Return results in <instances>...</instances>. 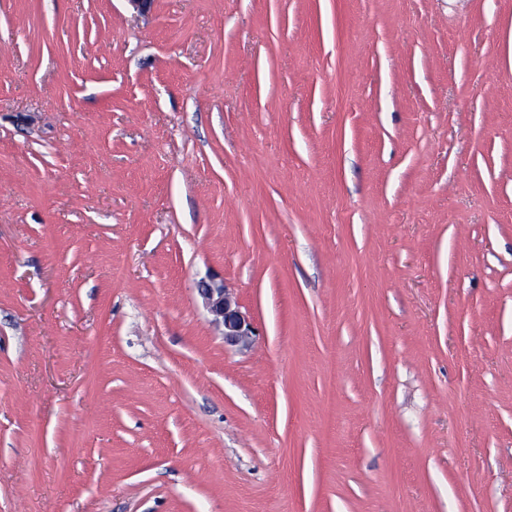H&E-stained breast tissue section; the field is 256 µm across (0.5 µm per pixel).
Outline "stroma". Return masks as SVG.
I'll use <instances>...</instances> for the list:
<instances>
[{"label":"stroma","instance_id":"stroma-1","mask_svg":"<svg viewBox=\"0 0 512 512\" xmlns=\"http://www.w3.org/2000/svg\"><path fill=\"white\" fill-rule=\"evenodd\" d=\"M0 512H512V0H0ZM198 292L205 301L215 321L224 326L225 344L249 343L255 335V327L247 314L240 309L239 302L224 284L200 280Z\"/></svg>","mask_w":512,"mask_h":512}]
</instances>
